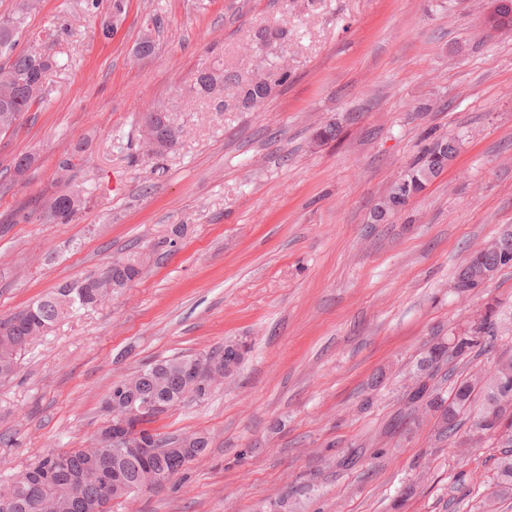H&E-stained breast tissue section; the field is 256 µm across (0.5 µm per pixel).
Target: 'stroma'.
Segmentation results:
<instances>
[{
    "instance_id": "stroma-1",
    "label": "stroma",
    "mask_w": 512,
    "mask_h": 512,
    "mask_svg": "<svg viewBox=\"0 0 512 512\" xmlns=\"http://www.w3.org/2000/svg\"><path fill=\"white\" fill-rule=\"evenodd\" d=\"M495 0H129L110 36L84 0H43L18 50L59 52L47 100L0 133V318L142 254V278L30 344L0 384V482L89 443L113 382L241 340L237 375L152 428L208 435L204 455L109 512H474L491 442L437 441L403 399L434 338L512 308V268L454 292L460 263L512 226V29ZM159 17L156 49L135 54ZM285 27L291 76L255 111L197 94L241 78L258 28ZM168 106L177 147L149 157L141 116ZM428 111H421V104ZM336 124L335 140L315 133ZM457 156L387 221L371 211L425 144ZM32 163L17 174L14 162ZM88 201L44 221L58 167ZM428 468L420 487L410 482Z\"/></svg>"
}]
</instances>
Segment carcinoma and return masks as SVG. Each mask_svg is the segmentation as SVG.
I'll use <instances>...</instances> for the list:
<instances>
[{
    "label": "carcinoma",
    "instance_id": "1",
    "mask_svg": "<svg viewBox=\"0 0 512 512\" xmlns=\"http://www.w3.org/2000/svg\"><path fill=\"white\" fill-rule=\"evenodd\" d=\"M24 0H18L13 15L0 20V133L15 127L25 113L44 103L46 85H41L37 93H32L35 80H46L47 76L61 67L59 56L42 52H15L17 30L25 16L39 9L42 0H31L29 7H23ZM277 41L255 36L252 50L261 53L268 47L288 43V29H278ZM227 85L217 87L218 77L207 70H200L195 77L197 93L214 101V108L223 111L227 100L215 98L224 91L230 92V99L240 111H251L260 107L274 89L288 83L290 73L277 69L263 85L243 84L232 71L222 73ZM445 140L438 139L426 147L404 173L401 181L392 184L380 200L375 211L386 216L399 212L409 200L421 192L427 182L441 173L451 157L440 152ZM84 204L80 187H69L51 198L45 204L46 220L54 224L72 223ZM483 253L473 252L460 267L455 282L459 292L466 293L475 288L467 272L482 266ZM143 260L136 252L113 259L106 270L98 276L65 282L54 291L29 303L26 307L3 319L8 331L0 332V381L14 376L18 355L25 345L38 336L46 334L56 323L68 319L80 311L90 308L109 298L112 294L127 287L133 279L143 274ZM484 335L495 339L503 334H512V314L483 320ZM487 341L461 343L458 345L456 360L465 363L462 372L452 380L449 394H443L441 383L421 384V377H415V390L406 392L409 407L418 409L426 406L445 418L433 425L436 440L443 441L459 434L465 421L473 419L467 436L476 437L484 430L480 419L483 409L497 401V390L502 386L512 387V355L499 356L487 364L481 357L486 354ZM189 356L154 360L138 372L112 384L110 390L120 387L128 399L140 400L144 395H155L169 399L168 408L177 402L171 393L186 388L183 383L184 362ZM448 360V344L440 341L434 344L426 357L427 366L432 371L440 369V363ZM99 452L91 444L78 448L53 449L37 462L26 467L15 480L0 488V512H81L71 505L66 492L69 483L75 478L84 480V497L93 498L99 476L88 468L89 458ZM110 467L106 477L119 481L127 487L135 486L146 471L142 463L119 453H109ZM177 462L163 454L150 463L151 470L158 477L157 486L172 479L170 472ZM495 490L493 496L481 504V512H493L494 498L512 496V442L501 449L495 463Z\"/></svg>",
    "mask_w": 512,
    "mask_h": 512
}]
</instances>
